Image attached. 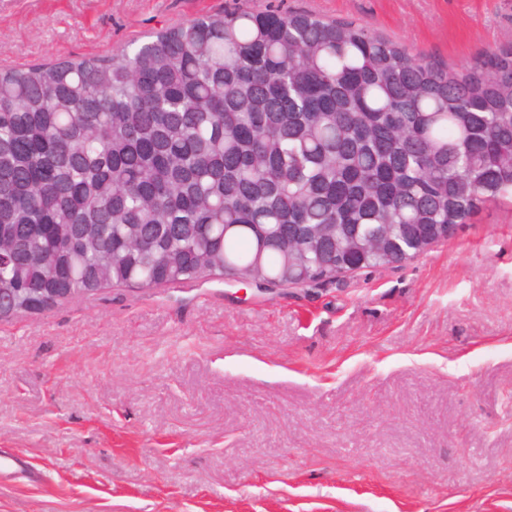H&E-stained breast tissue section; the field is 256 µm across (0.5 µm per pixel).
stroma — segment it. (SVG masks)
Masks as SVG:
<instances>
[{
	"mask_svg": "<svg viewBox=\"0 0 512 512\" xmlns=\"http://www.w3.org/2000/svg\"><path fill=\"white\" fill-rule=\"evenodd\" d=\"M269 9L441 66L512 46V0H0V67ZM1 455L0 512H512V210L316 286H120L0 319Z\"/></svg>",
	"mask_w": 512,
	"mask_h": 512,
	"instance_id": "obj_1",
	"label": "stroma"
}]
</instances>
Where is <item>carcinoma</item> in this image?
<instances>
[{"instance_id": "carcinoma-1", "label": "carcinoma", "mask_w": 512, "mask_h": 512, "mask_svg": "<svg viewBox=\"0 0 512 512\" xmlns=\"http://www.w3.org/2000/svg\"><path fill=\"white\" fill-rule=\"evenodd\" d=\"M512 204V47L439 67L353 21L234 11L0 68V316L112 286L306 287Z\"/></svg>"}]
</instances>
